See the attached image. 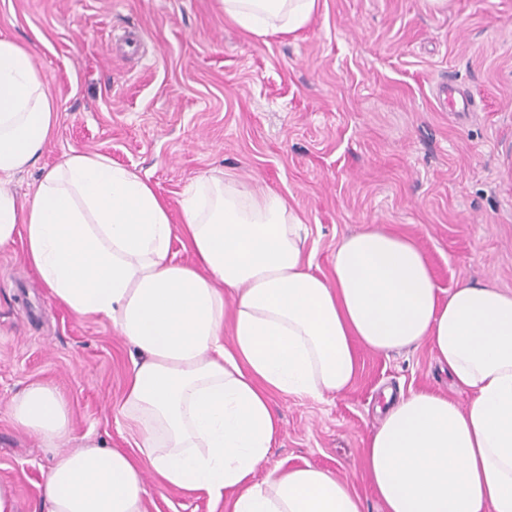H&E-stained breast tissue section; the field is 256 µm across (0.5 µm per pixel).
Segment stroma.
I'll return each instance as SVG.
<instances>
[{
    "label": "stroma",
    "mask_w": 512,
    "mask_h": 512,
    "mask_svg": "<svg viewBox=\"0 0 512 512\" xmlns=\"http://www.w3.org/2000/svg\"><path fill=\"white\" fill-rule=\"evenodd\" d=\"M0 37L33 54L57 106L39 159L8 185L23 196L74 151L146 176L180 221L202 175L287 197L308 226L312 270L332 277L343 236L372 224L412 238L438 285L512 293V0H320L297 37L249 34L220 0H0ZM455 82L473 109L443 111ZM341 396H272L271 465L337 474L383 512L364 448L385 391L428 389L467 405L428 344L358 347ZM130 348L107 322L52 300L22 242L0 249V489L41 512L55 449L15 424L11 399L45 383L92 433L144 470L146 512H231L229 500L159 487L121 407Z\"/></svg>",
    "instance_id": "obj_1"
}]
</instances>
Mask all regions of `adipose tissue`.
I'll return each mask as SVG.
<instances>
[{
  "label": "adipose tissue",
  "instance_id": "obj_1",
  "mask_svg": "<svg viewBox=\"0 0 512 512\" xmlns=\"http://www.w3.org/2000/svg\"><path fill=\"white\" fill-rule=\"evenodd\" d=\"M221 5L247 32L291 36L319 0ZM56 118L30 50L0 38V247L23 238L53 299L109 322L136 351L123 415L161 486L230 497L232 512H362L324 470H268L271 396L341 395L356 345L426 341L471 399L388 398L365 448L383 512H512V294L468 283L441 292L419 246L381 225L342 237L323 279L287 199L232 180H196L177 227L147 179L101 155H67L18 198L7 185L40 157ZM177 234L192 262L172 251ZM10 409L44 447L80 442L50 467L45 512H145L141 469L91 434L75 437L62 395L33 384Z\"/></svg>",
  "mask_w": 512,
  "mask_h": 512
}]
</instances>
